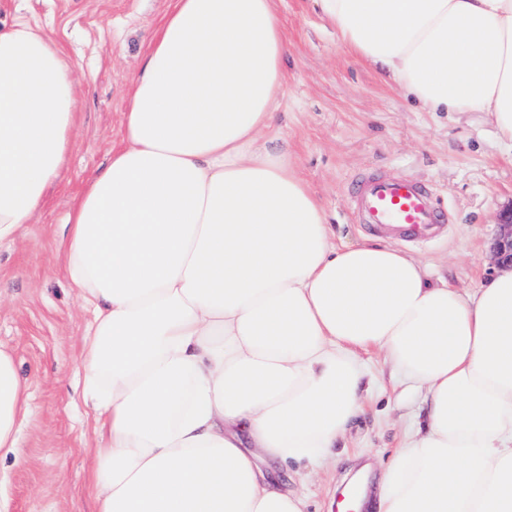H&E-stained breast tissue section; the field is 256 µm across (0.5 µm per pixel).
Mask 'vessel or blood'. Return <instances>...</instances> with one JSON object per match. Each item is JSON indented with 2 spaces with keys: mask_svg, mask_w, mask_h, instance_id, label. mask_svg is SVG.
<instances>
[{
  "mask_svg": "<svg viewBox=\"0 0 512 512\" xmlns=\"http://www.w3.org/2000/svg\"><path fill=\"white\" fill-rule=\"evenodd\" d=\"M352 216L372 234L399 242H431L445 234L446 215L422 181L368 176L349 186Z\"/></svg>",
  "mask_w": 512,
  "mask_h": 512,
  "instance_id": "b4317fda",
  "label": "vessel or blood"
}]
</instances>
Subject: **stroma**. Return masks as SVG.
<instances>
[{"label":"stroma","instance_id":"35a3bbf8","mask_svg":"<svg viewBox=\"0 0 512 512\" xmlns=\"http://www.w3.org/2000/svg\"><path fill=\"white\" fill-rule=\"evenodd\" d=\"M170 0H0V28L40 27L59 41L80 86L76 145L56 187L31 223L0 244V348L10 351L28 388L18 455L0 459V494L13 512H92L87 476L95 437L83 401V335L92 309L63 271L59 242L71 202L120 145L130 79ZM285 41V97L278 136L320 199L340 245L364 240L351 221L352 178L368 170L426 181L448 209L440 239L404 244L462 292L496 272L492 245L512 209V161L480 112H428L381 71L341 46L315 0H279ZM373 380L325 468L281 471L308 512H339L347 479L364 465L381 470L422 421V396L380 354Z\"/></svg>","mask_w":512,"mask_h":512}]
</instances>
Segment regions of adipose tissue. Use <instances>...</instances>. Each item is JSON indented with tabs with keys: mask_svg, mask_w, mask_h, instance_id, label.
Masks as SVG:
<instances>
[{
	"mask_svg": "<svg viewBox=\"0 0 512 512\" xmlns=\"http://www.w3.org/2000/svg\"><path fill=\"white\" fill-rule=\"evenodd\" d=\"M318 6L426 111L483 112L512 153V0ZM284 53L275 0H172L129 83L123 145L71 206L64 270L94 309L93 512H307L276 471L334 456L370 350L425 405L377 512H512V268L463 294L384 241L336 246L265 138ZM78 102L58 41L0 32V241L57 184ZM26 400L0 349V457Z\"/></svg>",
	"mask_w": 512,
	"mask_h": 512,
	"instance_id": "ef3b65f1",
	"label": "adipose tissue"
}]
</instances>
